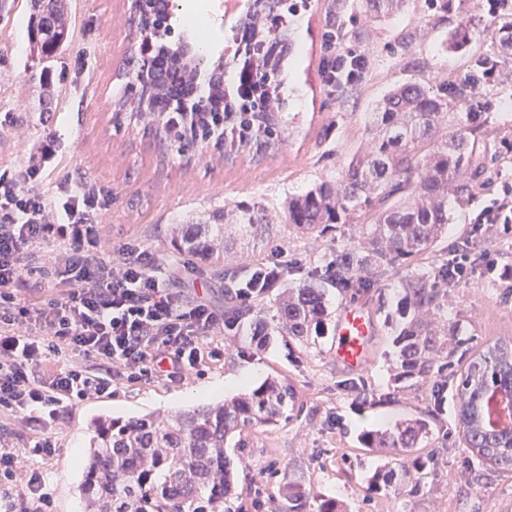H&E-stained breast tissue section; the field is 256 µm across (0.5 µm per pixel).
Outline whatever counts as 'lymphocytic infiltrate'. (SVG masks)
<instances>
[{
  "label": "lymphocytic infiltrate",
  "instance_id": "1",
  "mask_svg": "<svg viewBox=\"0 0 512 512\" xmlns=\"http://www.w3.org/2000/svg\"><path fill=\"white\" fill-rule=\"evenodd\" d=\"M366 54L339 45L323 66L328 84L346 89L361 84ZM53 156L51 145L34 151L27 168L0 178V408L20 415L36 438L0 448V503H12L17 483L28 491L31 512H46L50 499L34 470L37 457L52 456L55 424L75 401L110 393L112 373L135 383L165 366L168 380L184 378L221 356L229 324L203 300L189 301L169 288L166 266L151 250L131 240L114 250L100 245L92 222L100 193L65 192L56 201L33 184ZM51 242L69 253L45 270L66 294L41 305L18 293L24 276L35 274L26 258ZM62 368L47 378L35 371L48 360Z\"/></svg>",
  "mask_w": 512,
  "mask_h": 512
}]
</instances>
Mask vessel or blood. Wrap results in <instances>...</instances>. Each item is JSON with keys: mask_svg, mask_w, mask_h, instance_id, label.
I'll list each match as a JSON object with an SVG mask.
<instances>
[{"mask_svg": "<svg viewBox=\"0 0 512 512\" xmlns=\"http://www.w3.org/2000/svg\"><path fill=\"white\" fill-rule=\"evenodd\" d=\"M373 334L371 313L359 303L346 305L338 313L330 353L346 370L361 371L367 365L368 346Z\"/></svg>", "mask_w": 512, "mask_h": 512, "instance_id": "obj_1", "label": "vessel or blood"}]
</instances>
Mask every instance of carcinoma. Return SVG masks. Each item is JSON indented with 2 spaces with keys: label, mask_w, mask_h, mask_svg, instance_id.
<instances>
[{
  "label": "carcinoma",
  "mask_w": 512,
  "mask_h": 512,
  "mask_svg": "<svg viewBox=\"0 0 512 512\" xmlns=\"http://www.w3.org/2000/svg\"><path fill=\"white\" fill-rule=\"evenodd\" d=\"M406 0H363L362 16L379 20L399 11ZM262 13L244 18L253 48L265 53L263 32L279 33L288 42L283 19L296 13V0H272L260 4ZM32 41L37 51L50 58L67 38L63 23L64 0H30ZM140 31L162 43L167 34L155 20L137 18ZM493 52L472 58L466 73L454 79L438 76L435 87L423 81L393 86L368 113L365 128L370 148L355 154L338 177L321 178L287 204L288 226L297 232L320 237L329 230L357 223L361 239L329 263L328 281L356 294L369 291V275H385L396 266L432 249L448 234V199L470 197L490 185L492 170L512 163V136L504 139L491 126L490 113L470 111L473 97H483L484 71L512 61V5L492 16ZM469 44L467 23H459L440 43L443 50H461ZM283 56L271 70L259 65L252 73L254 97L237 87L229 91L209 84L206 105L198 113L201 136L213 133L206 115L224 105V124L237 137H224L238 151L262 156L281 138L280 109ZM153 103L166 105L181 99L166 81H154ZM267 207L261 201L237 206L242 235L262 238L269 234ZM226 224H174L171 232L179 249L210 259L227 253L234 237ZM256 266L242 271L224 270V310L240 320L253 312L235 304L238 289L252 283ZM452 282L449 266L404 279L388 315L399 324L395 338L399 348L394 367V388L409 381L423 385L435 374L436 364L452 366L451 357L462 341L457 324L433 318L444 313ZM278 329L283 336L304 342L325 334L332 311L325 287L304 281L288 289L277 304ZM497 379L512 388V356L493 357L483 349L468 357L464 368L448 375L460 402V422L467 421L482 386ZM294 400L290 385L271 379L239 397L214 406L184 409L164 416L149 415L126 423L109 416L91 421L92 437L81 483L86 512H224V498L236 488L233 462L224 454L228 438L247 428L279 421L285 404ZM431 433L429 416L415 415L389 429H367L359 434L361 448L379 454L386 462L368 478L367 491L386 492L396 484L418 493L435 476L436 450L422 452ZM463 442L481 466L512 472V437L484 447L481 432H463ZM284 496L288 512H305L314 496L310 484L300 478L288 483Z\"/></svg>",
  "instance_id": "cac0c4a2"
}]
</instances>
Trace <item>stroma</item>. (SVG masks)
I'll return each mask as SVG.
<instances>
[{"instance_id":"obj_1","label":"stroma","mask_w":512,"mask_h":512,"mask_svg":"<svg viewBox=\"0 0 512 512\" xmlns=\"http://www.w3.org/2000/svg\"><path fill=\"white\" fill-rule=\"evenodd\" d=\"M354 0H306L288 19L292 33L289 68L284 73L287 99L284 134L262 159L231 151L215 141L199 142L180 151L162 119L119 110L128 98L129 72L137 70L141 37L130 11V0H65L70 36L53 58L30 57V10L27 0H0V175L15 176L43 140L53 142L55 161L39 189L47 199L65 189L95 184L110 192V204L97 215L104 247L113 249L137 240L168 264V284L186 298H200L216 310L224 308V266L195 258L194 270L178 265L170 227L209 224L221 209L263 201L276 226L273 245L245 250L233 264L246 269L280 252L288 266L285 277L256 303L271 332L267 345L256 346L251 322L243 320L224 334V355L182 380L149 378L137 383L114 379L112 393L69 405L50 435L55 453L35 458L51 499V512H83L79 488L82 471L69 467L73 451H86L89 423L98 415L121 420L190 408L192 394L206 384L229 379L252 369L249 387L275 377L292 386L295 400L283 409L279 422L249 430V447L227 444L231 460L245 458L237 488L225 499L224 512H286L282 488L305 476L316 493L306 512H317V496L342 503L346 512H506L512 507V473L500 475L481 467V477H467L469 452L455 429L453 391L443 380L394 393L391 368L398 350L394 331L371 295H353L327 286L330 311L348 303L369 308L376 334L369 364L358 377L370 393L362 403L357 391L345 387L349 377L330 354L331 336L302 345L276 334L277 303L284 288L303 282L308 271L325 272L327 264L362 234L361 227L308 238L289 228L284 204L306 191L317 179L336 177L346 159L365 149L367 112L395 84L409 79L429 80L438 73H462L469 54L482 52L489 17L482 0H453L447 15L430 18L417 0H409L392 17L366 24L348 23L351 49L366 52L365 81L340 92L323 77L326 35L336 25V10ZM218 31L211 40L214 53L226 61L224 83L233 86L245 60V46L235 38L236 22L229 18L234 0H210ZM467 21L468 54L441 53L437 45L449 29ZM412 39L411 55L396 48L400 36ZM492 192L448 203V234L412 265L399 266L375 277V287L395 297L402 280L451 261L456 246L469 235L481 211L501 201L512 186V163L494 176ZM483 260L464 280L448 290V317L459 321L470 352L496 339L512 338V235L485 229L480 234ZM435 410L427 447L439 449L440 464L433 481L420 493L405 489L366 495V479L378 460L364 453L358 434L385 428L418 411Z\"/></svg>"}]
</instances>
